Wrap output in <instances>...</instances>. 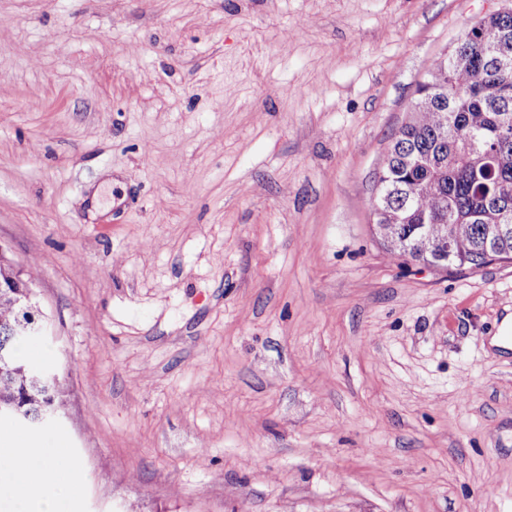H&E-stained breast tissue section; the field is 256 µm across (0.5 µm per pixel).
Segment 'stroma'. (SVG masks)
<instances>
[{
	"instance_id": "stroma-1",
	"label": "stroma",
	"mask_w": 512,
	"mask_h": 512,
	"mask_svg": "<svg viewBox=\"0 0 512 512\" xmlns=\"http://www.w3.org/2000/svg\"><path fill=\"white\" fill-rule=\"evenodd\" d=\"M512 0H0V244L73 512H512V261L390 256L432 61Z\"/></svg>"
}]
</instances>
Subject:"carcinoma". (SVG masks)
Here are the masks:
<instances>
[{"label": "carcinoma", "mask_w": 512, "mask_h": 512, "mask_svg": "<svg viewBox=\"0 0 512 512\" xmlns=\"http://www.w3.org/2000/svg\"><path fill=\"white\" fill-rule=\"evenodd\" d=\"M410 118L390 141L372 202L375 231L392 256L439 270L480 269L512 260V233L488 235L512 218V6L474 24L419 83ZM423 224H445L454 242L443 261ZM0 294V350L12 358L0 376V402L31 419L63 405L66 380L36 381L19 355L33 312Z\"/></svg>", "instance_id": "cac0c4a2"}]
</instances>
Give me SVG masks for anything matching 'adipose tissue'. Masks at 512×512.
<instances>
[{"instance_id": "obj_1", "label": "adipose tissue", "mask_w": 512, "mask_h": 512, "mask_svg": "<svg viewBox=\"0 0 512 512\" xmlns=\"http://www.w3.org/2000/svg\"><path fill=\"white\" fill-rule=\"evenodd\" d=\"M80 490L60 443L37 445L22 429L0 428V512H70Z\"/></svg>"}]
</instances>
